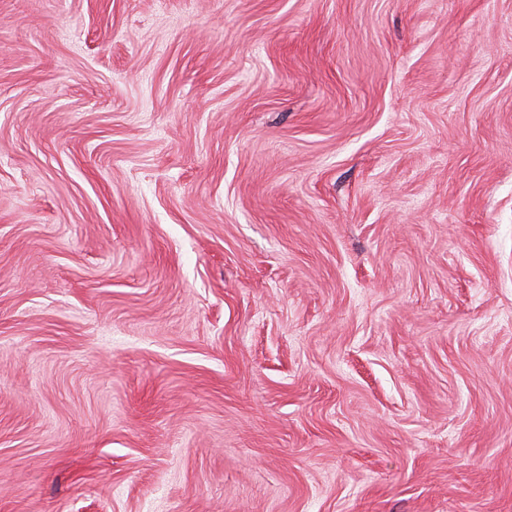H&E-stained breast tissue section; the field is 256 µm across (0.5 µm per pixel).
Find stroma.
<instances>
[{"instance_id":"stroma-1","label":"stroma","mask_w":512,"mask_h":512,"mask_svg":"<svg viewBox=\"0 0 512 512\" xmlns=\"http://www.w3.org/2000/svg\"><path fill=\"white\" fill-rule=\"evenodd\" d=\"M0 512H512V0H0Z\"/></svg>"}]
</instances>
